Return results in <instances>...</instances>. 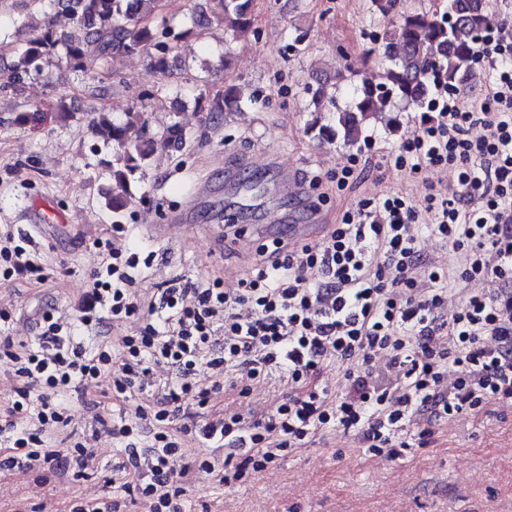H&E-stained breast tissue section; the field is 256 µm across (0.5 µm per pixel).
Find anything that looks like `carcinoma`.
I'll list each match as a JSON object with an SVG mask.
<instances>
[{
  "label": "carcinoma",
  "instance_id": "obj_1",
  "mask_svg": "<svg viewBox=\"0 0 512 512\" xmlns=\"http://www.w3.org/2000/svg\"><path fill=\"white\" fill-rule=\"evenodd\" d=\"M49 8L47 21L33 30L24 41L18 63L0 70V91L20 94L29 79L43 73V64L53 57L64 60L65 67L79 76L97 78L116 75L120 58L139 54L164 74L169 69V55L177 39L170 29L171 21L163 20L162 29L153 22L160 0H32ZM250 0H216L215 24L242 38L249 31ZM65 12L72 19L67 31L52 24L51 12ZM489 0H448L441 21L426 12L412 11L397 21L388 22L379 35L385 65V82L363 84L353 89L350 105L340 107L336 91L322 84L310 89L315 116L309 128L317 138L329 144L350 147L358 143L369 122L386 107L401 102L419 112L429 111L432 81L440 74L452 93L465 86L468 71L478 56V40L491 22ZM255 103L253 93L244 87L227 88L208 102V111L218 115L232 108ZM58 117L65 121L85 122L105 144L112 146V179L118 191L106 202L112 216L118 218L130 205V185L135 178L145 177L152 156L159 150L183 144V128L172 123L162 132L149 135L147 120L137 111L126 113L117 124L102 111L78 113L66 111Z\"/></svg>",
  "mask_w": 512,
  "mask_h": 512
}]
</instances>
